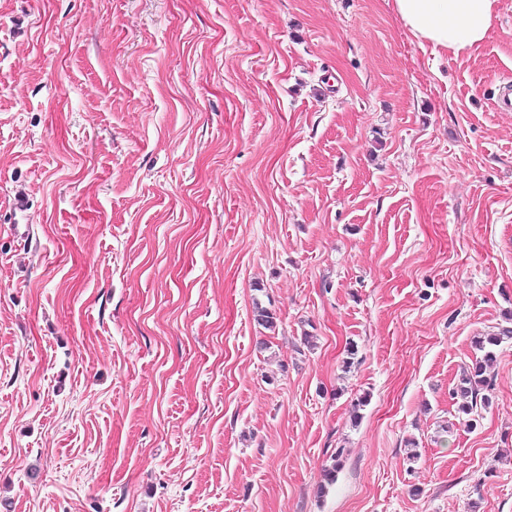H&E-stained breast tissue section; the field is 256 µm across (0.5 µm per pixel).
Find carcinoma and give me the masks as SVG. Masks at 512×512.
<instances>
[{
    "label": "carcinoma",
    "instance_id": "1",
    "mask_svg": "<svg viewBox=\"0 0 512 512\" xmlns=\"http://www.w3.org/2000/svg\"><path fill=\"white\" fill-rule=\"evenodd\" d=\"M512 334L511 329H504L498 336H484L475 340L476 349L481 357L471 365L463 368L456 386L452 390V397L460 400L459 412L468 416L469 426H474L478 415V406L489 404L487 392L492 390L493 381L488 369L496 361L495 347L501 340Z\"/></svg>",
    "mask_w": 512,
    "mask_h": 512
}]
</instances>
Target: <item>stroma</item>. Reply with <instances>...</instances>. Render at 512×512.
<instances>
[{"instance_id": "stroma-1", "label": "stroma", "mask_w": 512, "mask_h": 512, "mask_svg": "<svg viewBox=\"0 0 512 512\" xmlns=\"http://www.w3.org/2000/svg\"><path fill=\"white\" fill-rule=\"evenodd\" d=\"M506 80L512 0H0V512H512ZM499 0H394L403 24L421 44L453 56L479 50L497 17ZM30 209L29 199L23 193H17L10 203V212L14 216V224L8 225L10 234L21 241L27 242L29 238H32V224H28V211ZM23 222H19L16 217ZM511 334V329H502L499 336L477 337L475 346L482 355L479 359L476 358L471 366L463 368L458 382L452 390L453 399L461 400L458 409L459 412L468 416L470 427L476 425V415L479 416L478 399L480 408L489 404L488 394L482 392H489L493 389V381L489 376L488 369L496 361L495 347L504 337H509Z\"/></svg>"}]
</instances>
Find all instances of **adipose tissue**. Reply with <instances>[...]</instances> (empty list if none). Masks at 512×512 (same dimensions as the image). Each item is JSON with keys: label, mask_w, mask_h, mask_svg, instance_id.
I'll list each match as a JSON object with an SVG mask.
<instances>
[{"label": "adipose tissue", "mask_w": 512, "mask_h": 512, "mask_svg": "<svg viewBox=\"0 0 512 512\" xmlns=\"http://www.w3.org/2000/svg\"><path fill=\"white\" fill-rule=\"evenodd\" d=\"M497 5L498 0H394L396 14L420 43L455 56L479 50Z\"/></svg>", "instance_id": "1"}]
</instances>
